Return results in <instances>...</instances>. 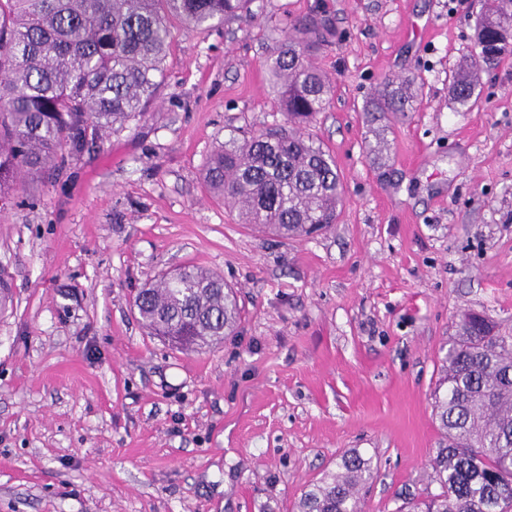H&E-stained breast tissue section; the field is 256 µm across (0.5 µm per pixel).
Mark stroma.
Wrapping results in <instances>:
<instances>
[{
  "mask_svg": "<svg viewBox=\"0 0 512 512\" xmlns=\"http://www.w3.org/2000/svg\"><path fill=\"white\" fill-rule=\"evenodd\" d=\"M171 20L146 114L0 209V512H296L349 449L372 456L363 512L437 492L432 393L463 313L512 335V51L478 97L448 78L479 54V0H254ZM329 17L310 57L331 83L308 125L335 157L337 224L284 239L213 198L228 129L281 125L267 64L282 31ZM418 106L371 123L383 79ZM193 264L238 292L236 335L180 352L135 294Z\"/></svg>",
  "mask_w": 512,
  "mask_h": 512,
  "instance_id": "obj_1",
  "label": "stroma"
}]
</instances>
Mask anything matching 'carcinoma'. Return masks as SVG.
<instances>
[{
    "label": "carcinoma",
    "mask_w": 512,
    "mask_h": 512,
    "mask_svg": "<svg viewBox=\"0 0 512 512\" xmlns=\"http://www.w3.org/2000/svg\"><path fill=\"white\" fill-rule=\"evenodd\" d=\"M253 0H0V202L20 175L63 168L102 136L145 114L162 83L169 23L198 31L239 18ZM512 0H487L478 31L484 56L512 44ZM333 30L312 16L281 37L269 71L291 128L231 130L216 142L204 182L232 202L239 222L280 238L310 236L336 223L342 181L335 158L298 128L326 108L330 82L308 57ZM477 61L448 84L468 104ZM407 83L389 80L370 111L413 109ZM134 306L156 336L206 349L235 333L241 307L210 270L185 266L141 289ZM446 389L434 414L446 445L432 461L439 492L397 512H512V336L486 335L465 314L444 358ZM372 458L350 449L302 493L297 512H362L360 490Z\"/></svg>",
    "instance_id": "1"
}]
</instances>
